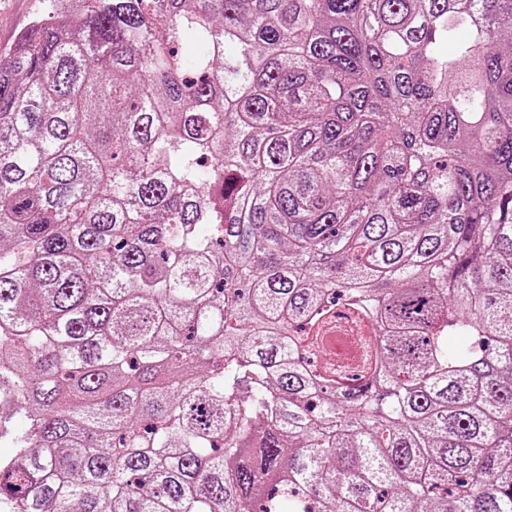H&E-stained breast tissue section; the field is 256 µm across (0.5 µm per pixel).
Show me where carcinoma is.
<instances>
[{
  "label": "carcinoma",
  "instance_id": "obj_1",
  "mask_svg": "<svg viewBox=\"0 0 512 512\" xmlns=\"http://www.w3.org/2000/svg\"><path fill=\"white\" fill-rule=\"evenodd\" d=\"M1 444L3 512H512V0H47Z\"/></svg>",
  "mask_w": 512,
  "mask_h": 512
}]
</instances>
